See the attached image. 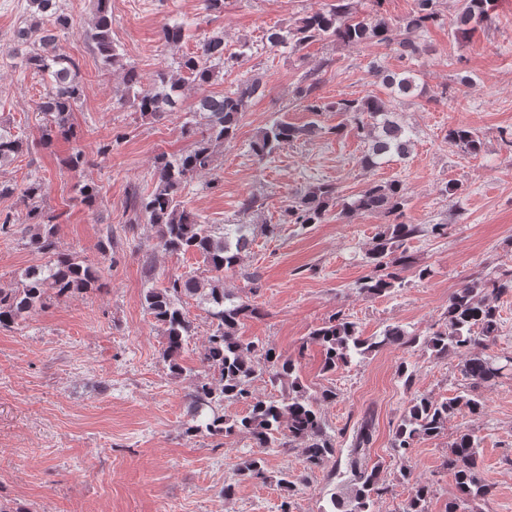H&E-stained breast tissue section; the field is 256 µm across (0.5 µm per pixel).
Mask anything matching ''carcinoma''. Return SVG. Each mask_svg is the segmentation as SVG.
<instances>
[{
    "label": "carcinoma",
    "mask_w": 512,
    "mask_h": 512,
    "mask_svg": "<svg viewBox=\"0 0 512 512\" xmlns=\"http://www.w3.org/2000/svg\"><path fill=\"white\" fill-rule=\"evenodd\" d=\"M29 2L33 8L32 19L29 25L18 30L14 53L20 57L22 66L39 74L44 82L45 91L37 111L45 117L42 139L49 143L52 137L71 132V112L84 96V87L76 80V62L58 49L59 33L70 25L62 0ZM493 5L494 0H462V8L454 21V34L464 38L472 36L491 18ZM435 6L436 0H415L413 12L393 23L379 14L371 18L358 17L356 0H330L326 7L305 14L288 27L271 31L267 40L273 48L290 45L294 49L314 41L336 42L347 47L376 42L392 47L402 58L413 57L421 51L414 34L434 20ZM162 34L167 44L178 45L187 37V29L181 23L168 24ZM87 37L104 67L124 71L126 93L132 96L136 108L158 118L179 111L185 85L206 87L224 62V35L214 33L203 39L196 53L180 58L174 67L159 72L152 84L143 85L137 69L123 63L122 54L112 42L109 0H97L96 17ZM417 80L410 69L382 75L383 83L393 96L411 95L418 87ZM316 90L314 81L299 89L300 99L306 102L304 110L315 116L322 112L344 113L367 140L363 167H378L409 155L413 131L394 118L385 101L367 96L324 102L316 95ZM262 94L263 84L253 79L231 94L202 95L193 114L204 120L203 129H197V122L192 119L183 125L184 134L196 137L193 148L180 154L157 155L154 189L148 194H133L130 207L136 216L145 217L147 223L158 228L157 247L168 252L200 255L208 273L206 278L192 273L172 276L164 287L150 288L144 296L147 310L163 329L164 357L176 378L186 373L180 358L193 337L186 300L198 297L208 305L211 328L199 351L203 371L192 376L190 391L186 394L185 433L221 437L243 433L261 450L300 445L303 467L311 472L324 468L336 452L335 440L320 413L321 406L336 402V389L327 386L310 392L302 383L295 361L241 336V326L254 317L258 309L224 288V273L241 266L254 241L255 227L226 224L217 236L213 225L193 215L181 200L185 184L212 166L218 149L235 135L250 101ZM319 130L314 121L295 126L274 118L252 142L251 151L264 159L282 145ZM448 140L468 155L476 156L482 151V138L465 124L449 128ZM24 144L22 136L0 127V166L21 154ZM42 194L43 185L38 180L26 183L21 190L23 201L27 203L28 224L34 228L28 244L42 253L46 262L29 269L21 287L0 289L1 327H9L37 312L51 290L58 296H65L91 288L98 280L92 267L57 251L52 224L55 216L41 207ZM339 198L338 187L332 183L311 185L288 199L279 223L263 224L261 231L274 236L281 224H320ZM405 206V187L392 180L367 184L358 195L342 203L337 212L340 217L361 212L385 218L376 235V244L367 256L370 273L357 285L360 293L382 295L402 284L401 274L411 269L420 279L430 276V269L415 266L405 244L425 232L439 236L445 225L433 224L427 229L420 224L403 222ZM508 294H512V270L494 279L481 276L472 279L448 299L443 327L422 339L410 335L400 325H388L376 336L363 337L355 323L338 313L314 329L311 339L322 348L326 373L348 366L357 356L391 345L406 350L419 347L437 358L450 352L461 355L460 373L471 381L472 389L442 401L425 395L414 397L392 436L391 448L404 455L415 440L442 433L448 419L457 412L465 409L471 414H481L485 411V403L474 389L492 385L505 366L512 364V357H504L506 365L503 366L489 355L473 352V348L495 342L499 334L495 302ZM258 380L280 388V398L257 396L254 383ZM226 402H243L247 404V411L228 417L224 415ZM371 441V423L366 420L358 429L350 450L351 478L332 498V512H376L377 500L388 491V487L380 483L378 467L370 468L366 464ZM478 457L476 436L470 431L459 432L443 462L445 469L453 474L459 492V497L448 503L446 512H463L469 502L491 493ZM241 471L249 479L264 483L269 479L264 458L258 453L242 463ZM430 492L428 482H416L403 512H426Z\"/></svg>",
    "instance_id": "cac0c4a2"
}]
</instances>
